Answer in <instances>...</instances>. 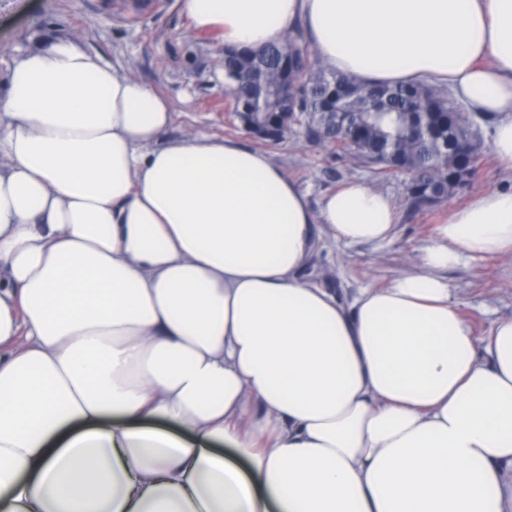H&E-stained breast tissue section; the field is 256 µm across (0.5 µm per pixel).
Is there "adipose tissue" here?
Masks as SVG:
<instances>
[{
  "mask_svg": "<svg viewBox=\"0 0 512 512\" xmlns=\"http://www.w3.org/2000/svg\"><path fill=\"white\" fill-rule=\"evenodd\" d=\"M181 6L228 48L300 27L330 70L446 84L512 168V0ZM171 123L67 36L0 82V512H512V318L476 338L442 275L512 250V187L346 304L304 270L321 237L388 240L392 201L311 205Z\"/></svg>",
  "mask_w": 512,
  "mask_h": 512,
  "instance_id": "ef3b65f1",
  "label": "adipose tissue"
}]
</instances>
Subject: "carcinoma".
Returning <instances> with one entry per match:
<instances>
[{
  "label": "carcinoma",
  "instance_id": "obj_1",
  "mask_svg": "<svg viewBox=\"0 0 512 512\" xmlns=\"http://www.w3.org/2000/svg\"><path fill=\"white\" fill-rule=\"evenodd\" d=\"M224 71L228 91L239 90L235 111L251 112L257 121L280 119V113H306L310 129L327 127L320 140L346 149V130L327 116L329 112H355L362 140L354 159L361 165L385 171L382 145L389 141L411 170L406 197L411 208L431 207L432 191L449 196L468 183L467 175L478 165L482 150L472 145L467 151L442 149L441 139L459 123V101L440 84L419 81L395 85L367 84L361 79L336 72L316 70L303 32L288 36L257 51H224ZM263 74L259 85L253 75ZM429 115L435 138L420 139L415 132V116Z\"/></svg>",
  "mask_w": 512,
  "mask_h": 512
}]
</instances>
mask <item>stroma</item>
<instances>
[{
	"mask_svg": "<svg viewBox=\"0 0 512 512\" xmlns=\"http://www.w3.org/2000/svg\"><path fill=\"white\" fill-rule=\"evenodd\" d=\"M65 35L99 52L121 71L165 96L174 120L166 137L207 134L259 143L232 123L224 110V45L217 33L196 31L180 0H23L22 7L0 9V78L13 60L39 39ZM492 124H482L483 158L470 184L437 206L412 211L405 177L381 175L336 157L332 146L294 126L288 138L270 146L273 160L308 195L311 204L347 181L357 180L388 195L398 221L389 241L343 245L320 242L308 274L344 300L359 289L387 285L418 270L423 248L449 214L476 195L512 185V171L496 158ZM445 275L475 336L487 335L495 321L512 318V253L464 260Z\"/></svg>",
	"mask_w": 512,
	"mask_h": 512,
	"instance_id": "obj_1",
	"label": "stroma"
}]
</instances>
